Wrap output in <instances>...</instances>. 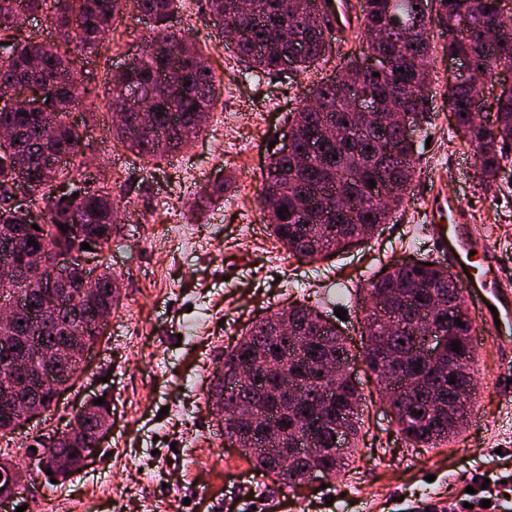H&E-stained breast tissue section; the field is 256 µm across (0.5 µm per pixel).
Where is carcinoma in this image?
Returning <instances> with one entry per match:
<instances>
[{"label":"carcinoma","mask_w":512,"mask_h":512,"mask_svg":"<svg viewBox=\"0 0 512 512\" xmlns=\"http://www.w3.org/2000/svg\"><path fill=\"white\" fill-rule=\"evenodd\" d=\"M250 2L248 9L237 10L234 0H209V9L212 15L224 17V26L238 32L236 54L256 78L284 73L281 64L288 57L294 58L293 71L307 70L325 55L335 38L332 20L321 7L326 0ZM47 6L54 27L68 33L66 44L73 50L62 53L20 38L17 12L36 14ZM129 6L162 25L176 11L178 0H52L50 4L47 0H0V44H11L8 55L0 57V97L14 95L35 62L40 65V79L57 83L53 98L40 107L31 100L18 99L10 109L0 110V125L16 131V142L0 152V226L27 223L25 212L1 205L8 193L5 183L11 179H22L39 192L37 199L47 215L40 229L30 228L22 237H10L9 250L0 249V260H18L30 246L31 237L46 238L52 248L71 247L59 229L61 224H84L92 246L101 252L109 247L115 229L117 181L105 175L84 197L71 200L51 191L44 193L40 187L52 177L50 164L58 156L82 153L81 134L68 121V112L83 94L77 61L85 50L105 48L104 35L113 31L116 18ZM432 7L436 8L437 23H446L444 49L448 55L470 58L485 77L493 75L500 65L512 64V16L501 20L503 37L497 45L487 46L481 41L487 25L495 20L498 0H363L360 55L350 58L345 70L350 78L372 86L390 112H427L430 89L421 87V79H430L432 37L426 13ZM311 11L317 13V19H311ZM297 46L302 49L299 55L295 54ZM369 53L389 59V67L377 77L362 67ZM341 78L340 74L330 77L312 90L311 95L322 102L321 111L298 109L293 115L301 139L319 135L324 150L299 162L272 153L259 196L260 209L269 218L270 236L289 256L308 263L349 247L354 238L374 236L409 196L417 163V150L411 145L399 142L397 153L386 152L387 143L398 138L397 132L360 118L336 87ZM107 84L112 104L121 113L130 112L127 120L113 125V138L139 157L165 161L204 131L203 118L220 99L223 80L196 41L159 33L145 43L133 68L121 76L107 73ZM132 86L141 89V97L133 104L124 96ZM136 107L148 111L151 126L138 123L132 112ZM448 112L455 127L468 128V142L477 149L478 177L484 185L492 186L502 164L512 161V87L503 86L486 99L479 87L459 78L448 92ZM344 122L348 123L346 135L338 140L330 126ZM19 155L26 164L17 169L15 157ZM372 180L384 185L388 202L375 196ZM228 187L224 181L204 189L193 209L201 211L213 199L223 198ZM285 206L288 213L283 219L278 211ZM112 280L117 277L108 265L93 281L76 275L57 318L37 321L24 311L10 331L43 347L77 342L87 348L94 346L103 334L95 332L90 317L86 326L75 325V334L65 332L68 308L91 295L92 309H117V286L107 289ZM363 292L361 309L367 336L378 338L384 333L381 317L367 304L375 302L399 314L387 343L396 359L403 360L404 368L394 384L387 378L381 382L384 394L391 395L385 403L394 412L399 434L414 448L450 443L465 428L468 411L448 416L445 405L452 395V384L448 374L428 368L419 336L431 328L446 336L447 348L459 342V352H451L452 357L471 356L474 337L464 335L457 322L436 317L428 310L440 292L458 314H463L467 307L462 289L448 285V269L433 262L396 268L382 278H373ZM319 315L306 304L288 307L292 330L287 337L277 335L267 317L253 321L239 346L219 358L213 378V389L223 391L226 372L233 366L245 360L255 364L252 384L228 393L236 412L224 417L225 439L263 426L262 414L276 418L287 444L307 438L312 452L299 453L291 467L281 463L277 448L263 445L259 434L244 442L242 455L252 469L275 473L277 481L290 489L300 486L316 468L339 474L354 455L360 430L357 410L362 396L344 374V369L351 367L350 351L336 326L321 323ZM324 363L335 367V382L327 397L306 386L304 374L306 366ZM16 374L27 378L26 406L47 409L53 395L39 384L33 363L0 364V391L9 387ZM340 421L345 423L347 436L338 452L333 437ZM97 425V420L89 418L84 437L76 443L41 445L44 469H51L64 455L71 456L73 465H80L84 456L95 450Z\"/></svg>","instance_id":"obj_1"}]
</instances>
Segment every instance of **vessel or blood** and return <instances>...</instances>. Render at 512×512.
Listing matches in <instances>:
<instances>
[{
    "mask_svg": "<svg viewBox=\"0 0 512 512\" xmlns=\"http://www.w3.org/2000/svg\"><path fill=\"white\" fill-rule=\"evenodd\" d=\"M436 206L447 209L448 223L434 233L435 251L448 258L449 273L485 321L498 322L500 330L512 331V280L500 273L493 250H485L478 261L471 256L476 227L465 221L457 202L443 196Z\"/></svg>",
    "mask_w": 512,
    "mask_h": 512,
    "instance_id": "vessel-or-blood-1",
    "label": "vessel or blood"
}]
</instances>
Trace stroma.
Listing matches in <instances>:
<instances>
[{
    "label": "stroma",
    "instance_id": "stroma-1",
    "mask_svg": "<svg viewBox=\"0 0 512 512\" xmlns=\"http://www.w3.org/2000/svg\"><path fill=\"white\" fill-rule=\"evenodd\" d=\"M351 18L323 60L308 70L253 79L216 36L208 0H182L166 27L191 35L224 76V94L205 132L160 165L113 141L107 74L139 55L154 23L128 11L116 20L122 38L110 52L83 54L87 95L68 117L82 135L79 181L118 175L130 205L102 254L123 284L119 308L87 354L88 369L60 399L15 432L0 436V461L17 462L31 444L71 426L77 406L112 398V428L81 472L51 482L37 459L12 500L26 512H426L454 507L474 487L473 512H512V335H486L474 364L476 396L459 438L415 448L399 435L376 380L360 360L362 313L342 298L388 266L434 260L432 187L457 201L477 225L476 254L496 253L512 279V165L495 188L477 177L474 147L448 112V56L432 28L431 85L425 121L414 132L419 153L413 187L392 223L358 247L314 264L290 258L267 230L258 205L269 143L312 88L335 75L359 49L360 0H345ZM233 178L222 201L199 217L190 204L203 187ZM193 227L199 243L182 245L174 229ZM305 302L326 317L346 311L339 327L355 357L363 396L358 453L336 477L289 489L256 473L222 436L206 392L214 358L232 348L251 322ZM490 508H482V500Z\"/></svg>",
    "mask_w": 512,
    "mask_h": 512
}]
</instances>
